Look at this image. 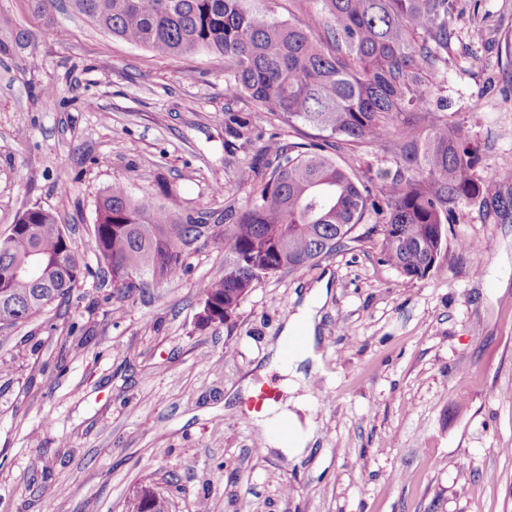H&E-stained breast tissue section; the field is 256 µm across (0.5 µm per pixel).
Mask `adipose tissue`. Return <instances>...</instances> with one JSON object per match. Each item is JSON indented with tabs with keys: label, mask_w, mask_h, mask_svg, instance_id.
<instances>
[{
	"label": "adipose tissue",
	"mask_w": 512,
	"mask_h": 512,
	"mask_svg": "<svg viewBox=\"0 0 512 512\" xmlns=\"http://www.w3.org/2000/svg\"><path fill=\"white\" fill-rule=\"evenodd\" d=\"M323 301V290L313 289L297 312L285 322L280 336L269 347L271 367L279 369L283 374L292 375L300 363L317 361L315 333L318 311ZM299 329L304 332L302 343L294 351H287L289 339ZM254 424L263 436L266 447L289 458L305 455L316 441L313 426L302 424L286 402L266 405L261 412L255 414Z\"/></svg>",
	"instance_id": "ef3b65f1"
}]
</instances>
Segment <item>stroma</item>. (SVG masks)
<instances>
[{"mask_svg": "<svg viewBox=\"0 0 512 512\" xmlns=\"http://www.w3.org/2000/svg\"><path fill=\"white\" fill-rule=\"evenodd\" d=\"M451 122L484 148V199L460 200L440 270L406 278L379 235L264 278L232 316L202 324L199 286L224 275V214L257 194L224 144V62L166 58L112 38L70 0H0V236L38 205L91 274L67 305L0 331V512H133L139 487L170 512H512V0H457ZM53 89L55 97L43 96ZM253 125L314 139L249 100ZM200 218L186 267L123 298L94 252L112 183ZM476 254H461L459 243ZM327 282L319 382L265 371L285 311ZM300 397L318 442L262 453L244 379Z\"/></svg>", "mask_w": 512, "mask_h": 512, "instance_id": "obj_1", "label": "stroma"}]
</instances>
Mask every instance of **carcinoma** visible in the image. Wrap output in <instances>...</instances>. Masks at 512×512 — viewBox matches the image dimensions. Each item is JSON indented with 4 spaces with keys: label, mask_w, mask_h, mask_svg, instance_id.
<instances>
[{
    "label": "carcinoma",
    "mask_w": 512,
    "mask_h": 512,
    "mask_svg": "<svg viewBox=\"0 0 512 512\" xmlns=\"http://www.w3.org/2000/svg\"><path fill=\"white\" fill-rule=\"evenodd\" d=\"M303 21L253 10L249 0H71L108 34L161 57L224 58V144L261 138L245 97L293 127L322 132L309 143L269 140L262 161L239 169L258 194L224 231V277L202 287L204 324L224 320L267 275L299 270L350 243L374 222L383 259L421 279L440 267L448 224L461 199L484 195L479 144L449 121L438 85L448 68L449 20L457 0H318ZM392 139L394 163L378 174L340 163L343 144ZM197 221L171 206L132 200L114 183L98 199L95 251L119 296L185 268ZM72 238L53 213L25 210L0 239V329L66 304L86 277Z\"/></svg>",
    "instance_id": "cac0c4a2"
}]
</instances>
